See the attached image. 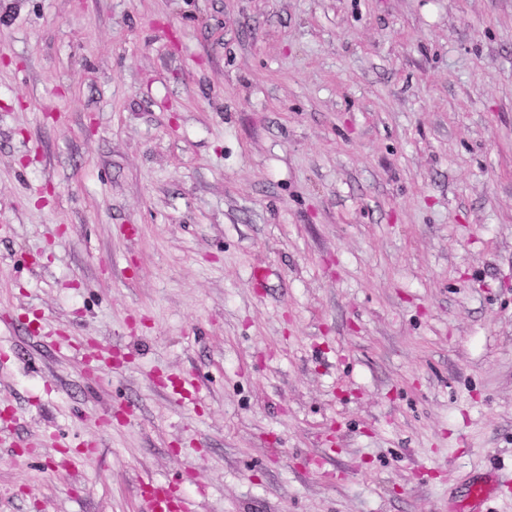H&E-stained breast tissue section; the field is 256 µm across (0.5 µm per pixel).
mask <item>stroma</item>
Segmentation results:
<instances>
[{"mask_svg": "<svg viewBox=\"0 0 512 512\" xmlns=\"http://www.w3.org/2000/svg\"><path fill=\"white\" fill-rule=\"evenodd\" d=\"M4 409L0 512H512V0H0ZM140 493L149 512H188L184 499L169 486L147 479L140 483ZM495 484L492 481L475 480L468 487L466 499L469 502L465 505L458 503L455 505L456 512H478V506L483 505L489 498L492 497V491Z\"/></svg>", "mask_w": 512, "mask_h": 512, "instance_id": "35a3bbf8", "label": "stroma"}]
</instances>
